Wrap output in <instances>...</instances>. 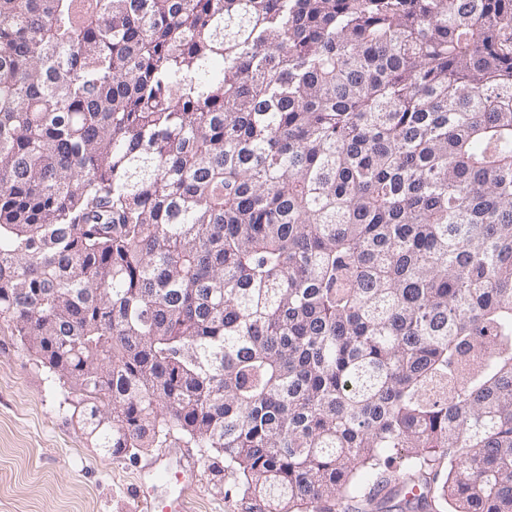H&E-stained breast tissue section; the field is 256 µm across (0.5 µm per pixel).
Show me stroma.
I'll return each mask as SVG.
<instances>
[{
  "label": "stroma",
  "instance_id": "obj_1",
  "mask_svg": "<svg viewBox=\"0 0 512 512\" xmlns=\"http://www.w3.org/2000/svg\"><path fill=\"white\" fill-rule=\"evenodd\" d=\"M75 406L36 355L0 329V512H135L141 469L162 449L107 454L87 438ZM225 489L198 466L190 512H233Z\"/></svg>",
  "mask_w": 512,
  "mask_h": 512
}]
</instances>
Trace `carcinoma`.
Masks as SVG:
<instances>
[{"label": "carcinoma", "instance_id": "1", "mask_svg": "<svg viewBox=\"0 0 512 512\" xmlns=\"http://www.w3.org/2000/svg\"><path fill=\"white\" fill-rule=\"evenodd\" d=\"M0 328L239 512H512V0H0Z\"/></svg>", "mask_w": 512, "mask_h": 512}]
</instances>
